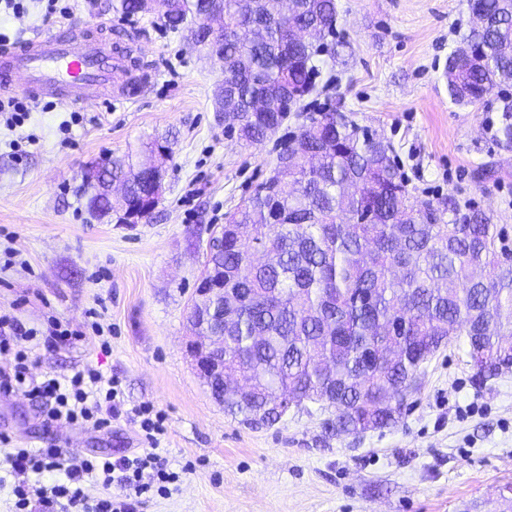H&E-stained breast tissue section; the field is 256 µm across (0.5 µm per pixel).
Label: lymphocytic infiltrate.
<instances>
[{"label":"lymphocytic infiltrate","instance_id":"obj_1","mask_svg":"<svg viewBox=\"0 0 512 512\" xmlns=\"http://www.w3.org/2000/svg\"><path fill=\"white\" fill-rule=\"evenodd\" d=\"M69 337V330L61 325H52L44 333L27 326L13 314L1 313L0 354L10 356L11 362L9 369L0 370V391L21 390L29 396L46 399L50 404L47 418L56 423L99 429L111 426L113 420L122 417L139 420L150 447L117 459L107 454L78 459L62 468L61 479L50 486L38 480L15 485L12 489L15 512H27L34 496L46 508L58 500H66L70 512H137L143 495L168 494L171 484L179 479L166 457L156 449L158 437L164 432L162 421L152 417L149 406L125 408L119 379L105 375L100 369L85 367L65 380L33 378L30 367L36 360L37 349L57 347ZM90 480L103 488L102 494L94 499L83 490L84 483ZM115 482L126 488L124 500H113L110 487Z\"/></svg>","mask_w":512,"mask_h":512}]
</instances>
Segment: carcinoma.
<instances>
[{
	"mask_svg": "<svg viewBox=\"0 0 512 512\" xmlns=\"http://www.w3.org/2000/svg\"><path fill=\"white\" fill-rule=\"evenodd\" d=\"M160 0V17L189 32L206 56L224 63L222 109L239 113L230 132L246 143L276 133L313 88L318 48L335 33L336 0ZM115 12H142L141 0H113ZM483 18L448 57L449 97L477 105L498 90L496 138L512 146V0H468ZM285 181L260 183L224 224V297L236 304L224 367L246 373L250 393L224 399L242 421L273 425L281 393L295 400L329 395L326 429L357 435L398 422L403 398L421 388L425 364L454 337H480L479 383L512 372V258L497 247L492 218L473 207L418 201L384 139L347 122L338 109L299 127ZM160 141L137 158L106 159L89 173L124 185L111 201L85 180L88 207L101 216L142 213ZM144 214V213H142ZM151 213L144 214L149 219Z\"/></svg>",
	"mask_w": 512,
	"mask_h": 512,
	"instance_id": "cac0c4a2",
	"label": "carcinoma"
}]
</instances>
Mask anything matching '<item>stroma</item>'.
I'll list each match as a JSON object with an SVG mask.
<instances>
[{"mask_svg": "<svg viewBox=\"0 0 512 512\" xmlns=\"http://www.w3.org/2000/svg\"><path fill=\"white\" fill-rule=\"evenodd\" d=\"M335 35L314 57V88L279 133L247 145L224 128V75L157 13L122 16L112 0H77L69 25L148 70L134 102L35 108L0 125V313L73 340L41 352L35 377L92 366L118 377L126 407L164 418L160 448L180 479L139 512H507L512 487V372L476 383L465 337L425 366L398 422L330 434L331 411L310 404L279 423L225 415L187 354L189 304L212 231L269 177L283 134L339 108L390 142L408 190L493 218L512 249V149L494 139L496 99L458 105L444 78L469 24L467 0H337ZM172 156L148 221L120 224L86 206L83 176L161 135ZM98 322L108 352L87 345ZM45 400L0 394V437L57 448L60 462L144 447L126 418L95 430L49 424Z\"/></svg>", "mask_w": 512, "mask_h": 512, "instance_id": "35a3bbf8", "label": "stroma"}]
</instances>
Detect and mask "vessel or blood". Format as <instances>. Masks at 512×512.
Wrapping results in <instances>:
<instances>
[{
    "label": "vessel or blood",
    "instance_id": "obj_1",
    "mask_svg": "<svg viewBox=\"0 0 512 512\" xmlns=\"http://www.w3.org/2000/svg\"><path fill=\"white\" fill-rule=\"evenodd\" d=\"M145 82L127 79L122 62L109 59L100 42L71 31L36 36L0 47V94L17 90L66 105L124 100Z\"/></svg>",
    "mask_w": 512,
    "mask_h": 512
}]
</instances>
